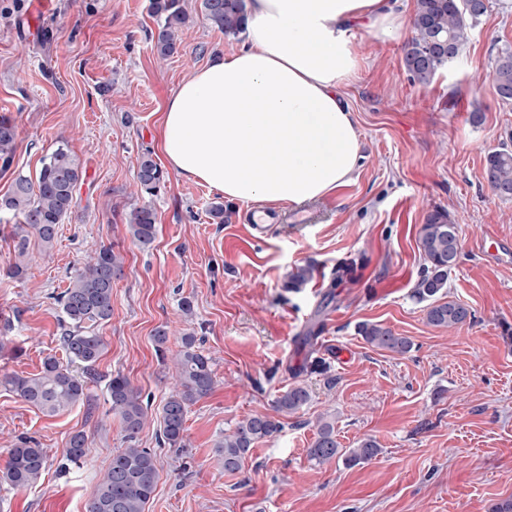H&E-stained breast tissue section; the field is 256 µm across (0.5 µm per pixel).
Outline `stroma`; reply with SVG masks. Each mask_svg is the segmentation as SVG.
I'll use <instances>...</instances> for the list:
<instances>
[{"label": "stroma", "mask_w": 512, "mask_h": 512, "mask_svg": "<svg viewBox=\"0 0 512 512\" xmlns=\"http://www.w3.org/2000/svg\"><path fill=\"white\" fill-rule=\"evenodd\" d=\"M186 4L193 21L178 53L162 60L149 41V0H0V115L18 127L0 197L16 174L35 177L61 143L83 171L54 247L31 242L24 279L7 276L13 243L0 233V375L37 373L58 353L54 297L87 251L109 244L125 259L112 317L99 328L107 349L92 385L94 412L76 406L47 417L0 387V468L21 436L49 458L36 486H0V512H86L125 446L108 402L110 375H127L160 405L186 333L201 338L216 384L190 408L185 452L158 447L156 419L139 433L159 461L146 512H490L512 498V202L492 195L483 166L512 140V104L490 75L498 51L512 50V11L489 0L461 55L422 85L403 63L415 0H395L403 28L384 40L360 32L364 60L343 89L361 142L353 181L289 207L287 219L260 234L252 228L260 205L224 202L168 173L152 201L156 240L144 251L127 219L141 154L163 158L156 132L164 102L189 72L242 43L207 24L202 0ZM218 202L220 224L208 214ZM436 207L459 226L448 294L472 312L449 331L427 324L413 296L424 264L418 229ZM484 239L499 243L498 256L479 250ZM299 267L310 268L309 281L285 289ZM185 297L190 318L179 307ZM365 321L409 337L411 352L367 345L357 332ZM164 325L161 355L153 335ZM297 384L309 389V403L256 443L241 469L225 471L215 443L247 416L274 415L277 396ZM326 414L336 417L342 447L370 436L379 454L355 466L313 465L307 450ZM79 431L92 448L83 467L63 459Z\"/></svg>", "instance_id": "1"}]
</instances>
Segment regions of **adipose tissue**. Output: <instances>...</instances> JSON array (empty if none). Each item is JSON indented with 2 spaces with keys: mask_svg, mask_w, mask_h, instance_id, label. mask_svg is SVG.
Listing matches in <instances>:
<instances>
[{
  "mask_svg": "<svg viewBox=\"0 0 512 512\" xmlns=\"http://www.w3.org/2000/svg\"><path fill=\"white\" fill-rule=\"evenodd\" d=\"M244 41L167 98L160 150L182 179L240 204L300 205L347 185L361 160L343 88L356 31L400 27L389 0H248Z\"/></svg>",
  "mask_w": 512,
  "mask_h": 512,
  "instance_id": "obj_1",
  "label": "adipose tissue"
}]
</instances>
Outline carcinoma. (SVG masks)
<instances>
[{
  "instance_id": "cac0c4a2",
  "label": "carcinoma",
  "mask_w": 512,
  "mask_h": 512,
  "mask_svg": "<svg viewBox=\"0 0 512 512\" xmlns=\"http://www.w3.org/2000/svg\"><path fill=\"white\" fill-rule=\"evenodd\" d=\"M205 19L226 36L244 31L246 0H203ZM149 10L157 30L150 35L151 47L160 58L177 53L179 35L189 23L185 0H150ZM487 12L486 0H416L412 17L414 35L404 50V65L413 81L429 83L445 64L456 59L468 42L470 31ZM495 90L501 101L512 103V51L498 53L492 66ZM17 130L11 119L0 116V171L13 163ZM82 179L76 159L64 145L42 159L36 179L18 174L10 193L0 198V211L16 218L11 226L14 262L7 274L23 278L29 266V244L36 239L42 248H53L59 224L71 213L74 192ZM484 179L491 193L502 201H512V149L507 144L489 151L485 157ZM166 183V174L152 158L142 154L139 160L134 194L141 198L129 216L128 229L133 240L148 250L157 235V216L151 203ZM418 248L426 261L422 276L414 288V297L424 304L428 324L455 329L471 320L472 312L461 301L448 296V277L458 265L460 239L458 225L447 210H430L418 230ZM123 257L110 245L92 250L83 266L70 276L69 285L56 296L64 332L60 336L62 357L46 356L40 371L31 376L18 373L0 377V385L9 388L47 417L82 404L92 407L94 396L89 383L95 380L96 364L106 343L98 326L112 316V288L123 274ZM358 334L374 348L403 356L412 349L406 336L378 322H363ZM176 387L158 410V442L178 451L186 448L185 422L189 408L215 388L213 360L205 354L201 341L187 334L172 357ZM112 414L119 420L126 447L112 456V462L98 481L88 501L87 512H145L154 497L158 478L157 455L138 446L152 404L141 388L118 372L107 384ZM309 390L295 385L276 400V411L295 414L308 404ZM282 422L267 415H252L237 422L233 431L215 444V452L224 470L241 468L255 443L278 434ZM376 440L365 438L357 447L340 448L336 439V421L323 416L317 423L316 437L307 457L316 466L344 458L357 465L378 455ZM92 450L84 433L73 434L63 458L74 465L87 462ZM46 451L31 438L18 439L8 450V461L0 471V485L24 489L38 483L46 468Z\"/></svg>"
}]
</instances>
